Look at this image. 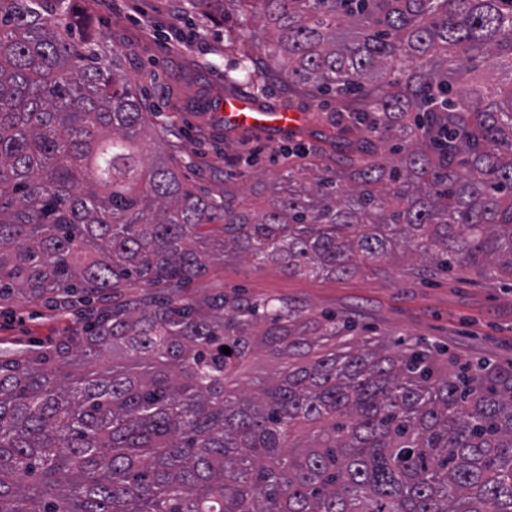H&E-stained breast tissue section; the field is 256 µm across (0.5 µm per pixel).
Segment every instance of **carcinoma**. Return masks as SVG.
<instances>
[{
  "label": "carcinoma",
  "instance_id": "obj_1",
  "mask_svg": "<svg viewBox=\"0 0 512 512\" xmlns=\"http://www.w3.org/2000/svg\"><path fill=\"white\" fill-rule=\"evenodd\" d=\"M224 51L336 109V170L257 211L145 163L148 109L80 0H0V308L69 318L0 347V512H512V366L336 338L287 298L181 288L229 255L346 278H512V0H182ZM262 343L280 366L249 391ZM227 346L226 355L221 347ZM112 359L104 372L86 363Z\"/></svg>",
  "mask_w": 512,
  "mask_h": 512
}]
</instances>
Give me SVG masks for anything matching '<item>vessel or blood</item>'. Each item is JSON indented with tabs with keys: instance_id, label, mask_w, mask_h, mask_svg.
Returning a JSON list of instances; mask_svg holds the SVG:
<instances>
[{
	"instance_id": "vessel-or-blood-1",
	"label": "vessel or blood",
	"mask_w": 512,
	"mask_h": 512,
	"mask_svg": "<svg viewBox=\"0 0 512 512\" xmlns=\"http://www.w3.org/2000/svg\"><path fill=\"white\" fill-rule=\"evenodd\" d=\"M304 122L303 115L298 112L263 107L233 94L224 97V123L238 130L279 136L301 128Z\"/></svg>"
}]
</instances>
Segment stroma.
Returning <instances> with one entry per match:
<instances>
[{"label":"stroma","instance_id":"1","mask_svg":"<svg viewBox=\"0 0 512 512\" xmlns=\"http://www.w3.org/2000/svg\"><path fill=\"white\" fill-rule=\"evenodd\" d=\"M86 6L91 27L104 45L134 50L125 70L153 110L145 139L148 159H156L166 142H176V164L184 182L217 199L230 189L260 207L287 189L279 141L224 125L221 104L226 92L251 94L245 84L224 88L228 60L222 48L234 21L196 27L180 13L178 0H87ZM251 147L260 151L263 187L257 193L250 179L239 177L236 166L237 157ZM205 288H242L255 297L291 298L312 314L355 320L364 338L374 342L426 339L461 360L512 363L511 280L422 276L401 255L380 270L342 279L291 277L273 263L229 257L193 281L184 294L195 296ZM66 326V318L40 308L0 313V338L23 344L48 342Z\"/></svg>","mask_w":512,"mask_h":512}]
</instances>
